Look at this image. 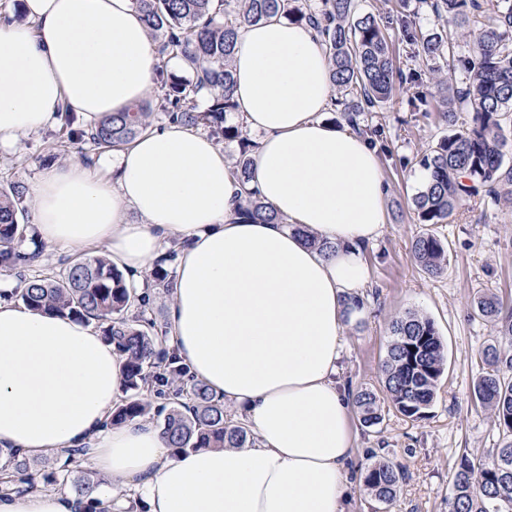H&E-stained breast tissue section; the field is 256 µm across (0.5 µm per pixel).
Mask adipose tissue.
<instances>
[{
  "label": "adipose tissue",
  "mask_w": 512,
  "mask_h": 512,
  "mask_svg": "<svg viewBox=\"0 0 512 512\" xmlns=\"http://www.w3.org/2000/svg\"><path fill=\"white\" fill-rule=\"evenodd\" d=\"M0 16V147L54 125L58 105L87 125L147 98L155 44L132 0H25ZM235 117L259 135L249 181L208 134L168 123L103 160L40 173L33 220L46 244L105 247L146 273L183 244L168 344L255 443L173 454L144 420L107 426L124 359L92 323L0 300V447L31 457L85 446L112 489L144 512H347L355 453L339 379L345 304L369 273L362 248L386 222L383 166L370 142L326 123L335 88L322 42L282 17L241 29ZM275 224L242 221L246 190ZM328 242L308 245L305 233ZM0 512H84L75 499L0 492Z\"/></svg>",
  "instance_id": "1"
}]
</instances>
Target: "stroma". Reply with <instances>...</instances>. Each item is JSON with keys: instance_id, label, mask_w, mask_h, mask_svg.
Listing matches in <instances>:
<instances>
[{"instance_id": "1", "label": "stroma", "mask_w": 512, "mask_h": 512, "mask_svg": "<svg viewBox=\"0 0 512 512\" xmlns=\"http://www.w3.org/2000/svg\"><path fill=\"white\" fill-rule=\"evenodd\" d=\"M409 98V92L396 93L374 115L384 129L375 148L387 184V222L376 245L365 252L369 282L361 291L364 307L344 319L339 377L353 389L382 391L389 324L409 311L434 322L445 347L446 365L436 397L421 418H405L387 401L377 426L365 427L359 416H352L357 435L354 471L364 474L369 465L387 458L401 464L407 478L390 506L369 496L363 484H355L349 512H448L456 460L468 454L490 462L491 449L502 441L488 413L474 403L472 387L483 371L484 347L495 341L510 350L512 337L494 340L490 326L473 317L471 301L476 294L491 292L512 304V208L476 200L460 207L449 223H419L412 198L427 173L418 160L444 129L435 113L413 111ZM57 132L53 126L22 137L16 147L0 148V184L16 181L27 186L56 162L94 157L87 142L51 157L48 148ZM428 231L448 247V263L435 277L420 269L410 251L412 240ZM23 248L37 247L28 241ZM37 249L41 254L33 266L0 265L1 287L11 291L24 279L56 273L69 257L57 247Z\"/></svg>"}]
</instances>
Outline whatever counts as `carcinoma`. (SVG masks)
Masks as SVG:
<instances>
[{"instance_id":"cac0c4a2","label":"carcinoma","mask_w":512,"mask_h":512,"mask_svg":"<svg viewBox=\"0 0 512 512\" xmlns=\"http://www.w3.org/2000/svg\"><path fill=\"white\" fill-rule=\"evenodd\" d=\"M153 34L164 37L158 49V111L169 121L202 125L226 144L238 145L236 167L249 180L254 147L243 124L234 120L230 97V62L242 27L274 16L305 23L322 38L331 65L338 103L346 120L362 128L369 139L382 137L377 125H361V116L375 111L396 90V85L421 84V72L396 65L390 52L387 28L370 14L357 12L355 0H133ZM441 19L453 20L455 29L422 32L411 15L401 12L395 22L403 37L418 47V56L432 64L437 78L433 91L416 92L409 103L426 112L430 99L439 98L437 118L448 134L419 159L427 181L412 200L422 224H445L455 210L471 199H490L512 205V164L505 163L509 139L504 124L512 119V0H420ZM468 39V53L451 56L458 37ZM172 59L183 61L182 72L168 69ZM452 61L459 78L442 79V63ZM207 107L197 110L202 91ZM470 121L458 124L457 113ZM150 105L138 104L106 115L87 130L71 128L67 141H89L101 151L132 142L153 128ZM24 187L18 183L0 188V264L28 267L39 252H21L15 245L27 237ZM239 215L246 220L277 223L274 211L250 194ZM412 254L430 276L442 273L448 250L433 234L412 241ZM175 253L160 258L151 272L152 287L171 290L167 263ZM16 297L34 311L54 312L77 320H92L104 338L125 357L126 397L115 405L108 424H120L151 415L143 392L165 394L170 407L161 408L162 433L175 452L197 448H239L251 438L240 423L227 417L224 400L178 364L165 345L167 329L153 317L150 294L139 296L128 276L106 256H77L57 273L24 280ZM474 313L489 323L496 335L512 336V308L495 294L481 293L472 302ZM488 369L474 383V398L488 412L504 437L493 449L491 463L477 464L467 455L452 468V498L448 512H512V353L490 345L483 351ZM446 356L434 322L416 312L392 321L383 362L384 392L395 409L408 419H418L433 402L444 373ZM366 427L382 421L381 399L369 389L353 394ZM86 449L67 452L57 476L71 481L75 498L89 512H112L102 505L100 482L89 477L71 478L70 464ZM0 489L24 493L35 489L30 477L34 464L17 449H0ZM406 479L405 469L377 461L364 474L368 495L390 505Z\"/></svg>"}]
</instances>
